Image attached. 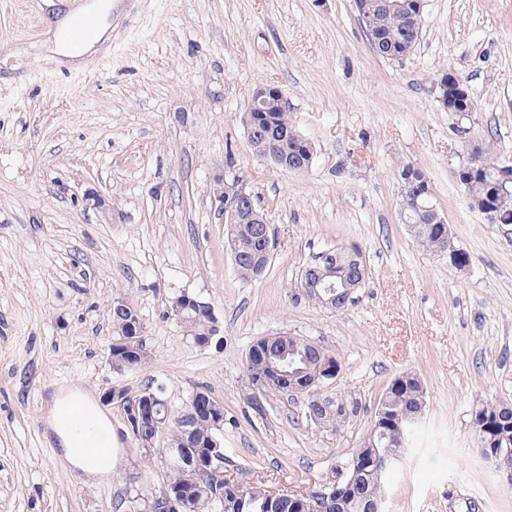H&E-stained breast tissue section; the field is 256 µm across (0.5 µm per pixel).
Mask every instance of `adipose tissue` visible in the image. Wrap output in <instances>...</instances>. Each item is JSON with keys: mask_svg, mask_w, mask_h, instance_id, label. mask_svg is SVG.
I'll list each match as a JSON object with an SVG mask.
<instances>
[{"mask_svg": "<svg viewBox=\"0 0 512 512\" xmlns=\"http://www.w3.org/2000/svg\"><path fill=\"white\" fill-rule=\"evenodd\" d=\"M83 10L89 13H101L102 18L96 36L80 45L70 44L65 32L72 12ZM112 43V7L99 5L98 0H87L86 4L78 5L72 0L65 12L56 14L53 21L52 37L44 44L46 61L56 67L82 70L101 53L110 49ZM50 431L56 436L62 451V458L69 468L86 480L95 481L107 478L112 473L111 457H91L74 452L75 431L64 419L52 416L48 422Z\"/></svg>", "mask_w": 512, "mask_h": 512, "instance_id": "obj_1", "label": "adipose tissue"}]
</instances>
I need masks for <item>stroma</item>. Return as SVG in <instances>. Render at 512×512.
<instances>
[{
	"mask_svg": "<svg viewBox=\"0 0 512 512\" xmlns=\"http://www.w3.org/2000/svg\"><path fill=\"white\" fill-rule=\"evenodd\" d=\"M40 0H0V512H137L165 488L117 404L111 475L82 482L46 425L53 393L162 384L173 408L204 390L224 404L227 475L302 492L363 445L397 376H419L427 412L387 482L384 512H512V487L477 453L471 414L512 404V224L472 210L455 173L471 147L512 160V0H424L401 63L378 56L354 0H134L112 47L84 70L50 65ZM475 108L466 134L438 101L441 72ZM280 87L292 128L315 147L307 171L253 156L241 118ZM426 175L458 269L423 251L400 217L398 174ZM265 208L274 251L242 280L216 190L227 170ZM358 246L369 280L334 310L307 299L302 270ZM209 302L220 347L200 348L169 313ZM136 306L151 353L108 363L111 306ZM321 342L341 368L325 393L361 405L337 430L301 402L246 399L244 364L278 332Z\"/></svg>",
	"mask_w": 512,
	"mask_h": 512,
	"instance_id": "stroma-1",
	"label": "stroma"
}]
</instances>
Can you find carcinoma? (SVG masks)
I'll return each instance as SVG.
<instances>
[{
    "label": "carcinoma",
    "instance_id": "obj_1",
    "mask_svg": "<svg viewBox=\"0 0 512 512\" xmlns=\"http://www.w3.org/2000/svg\"><path fill=\"white\" fill-rule=\"evenodd\" d=\"M367 32H378L386 46L375 45L376 53L386 59L402 61L394 57L404 42L408 20L403 15L394 14L374 2L369 16L362 18ZM258 121L263 127V135L248 140L252 153L263 159L266 153L277 149L289 160L298 164L307 162L314 154L313 145L297 134L288 121V113L246 112L242 122L244 129H249L252 122ZM497 179V163L482 160L481 170L462 183L472 207L484 204H496L499 208L501 223L512 224V198L499 199L493 194V183ZM430 198L418 200L412 194L402 197V212L409 215L408 228L417 245L436 254L448 228L442 224L430 223L419 213L420 206H430ZM225 235L230 253L236 256L234 267L243 280H256L266 271L270 260L263 253V248L252 243L248 236L237 227L225 224ZM328 265L335 267L337 275L325 278L316 288L303 287L305 295L317 302L326 301L336 293L325 287L329 281L340 282L357 276L362 271L364 279H369V272L361 252L356 248H329L320 253L310 269H320ZM200 305L183 311L182 324L191 339L201 344L207 340L211 320L203 299L196 298ZM112 359L139 367L150 357L143 337V326L135 305L124 298L112 303ZM264 360L256 361L246 357L245 389L247 400L258 413L263 412V400L272 395L284 393L282 383L285 379L269 374L266 363H279L290 348L296 349V367L305 369L314 366L319 350L311 340L302 336H292L286 332L264 340ZM157 394L158 401L154 408V421L139 426L135 441L143 445L152 440L156 426L166 427V446L157 449L165 468L166 488L163 494L179 500L184 505L183 512H311L318 491L330 492V488L321 481L302 498L301 507L294 509L293 503L284 496L279 499L270 496V492L258 486L237 489L228 483L224 469L218 467L223 458V449L217 447L220 427L213 420L192 418L181 423V416L186 408L178 411L171 409L165 397L164 387L150 388ZM340 398L338 394L326 395L316 393L302 397L306 418L323 428L344 426L358 413L359 404L354 402L350 412L336 417L328 403V398ZM379 404L390 413L389 422L375 425L365 441L367 447L381 452L395 453L406 447L417 426L416 419L424 417L426 412V389L420 377L414 375L403 382L394 379L382 393ZM475 419L484 427L483 433L476 437L484 438V443L498 448L512 456V408L504 409L502 404L486 403L475 408ZM386 476L377 477L367 474L361 479L358 495L344 508L336 509V504L329 503L323 512H366L365 505L385 497Z\"/></svg>",
    "mask_w": 512,
    "mask_h": 512
}]
</instances>
